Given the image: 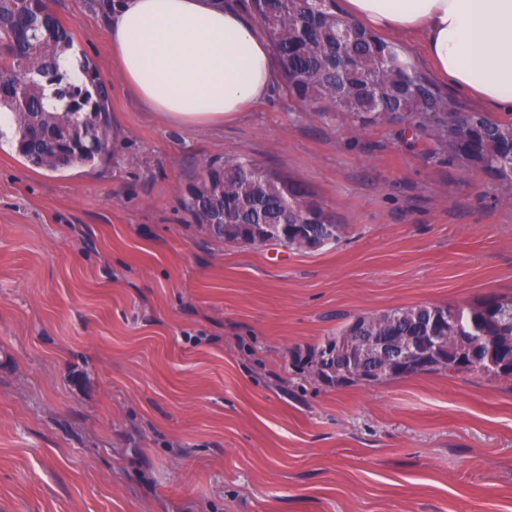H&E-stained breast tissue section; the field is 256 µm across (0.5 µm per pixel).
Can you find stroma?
Returning <instances> with one entry per match:
<instances>
[{
	"label": "stroma",
	"mask_w": 512,
	"mask_h": 512,
	"mask_svg": "<svg viewBox=\"0 0 512 512\" xmlns=\"http://www.w3.org/2000/svg\"><path fill=\"white\" fill-rule=\"evenodd\" d=\"M110 91L107 157L35 168L0 131V512H512V377L329 385L353 317L512 295L488 175L275 85L180 130L118 77L103 11L49 0ZM246 158L345 227L314 251L215 241L184 208Z\"/></svg>",
	"instance_id": "stroma-1"
}]
</instances>
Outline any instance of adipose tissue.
<instances>
[{
    "label": "adipose tissue",
    "mask_w": 512,
    "mask_h": 512,
    "mask_svg": "<svg viewBox=\"0 0 512 512\" xmlns=\"http://www.w3.org/2000/svg\"><path fill=\"white\" fill-rule=\"evenodd\" d=\"M104 10L123 83L175 126L236 120L275 83L260 26L224 0H106ZM345 17L422 35L438 78L512 111V0H347Z\"/></svg>",
    "instance_id": "1"
}]
</instances>
